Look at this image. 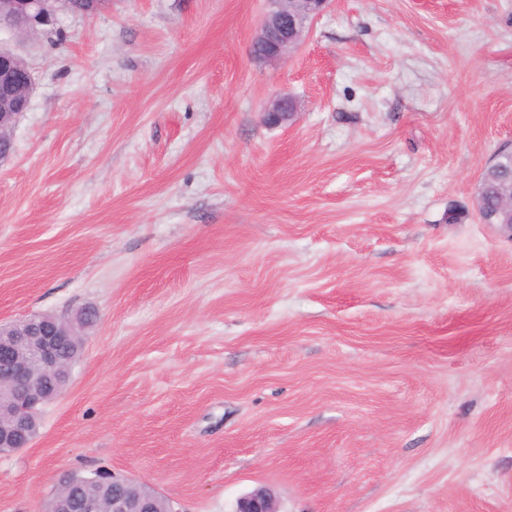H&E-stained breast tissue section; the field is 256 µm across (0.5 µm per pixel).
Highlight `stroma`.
Wrapping results in <instances>:
<instances>
[{"label": "stroma", "instance_id": "1", "mask_svg": "<svg viewBox=\"0 0 512 512\" xmlns=\"http://www.w3.org/2000/svg\"><path fill=\"white\" fill-rule=\"evenodd\" d=\"M264 0H106L15 38L0 321L97 313L0 512L106 470L180 512H512V0H333L284 59ZM288 96L293 124L264 108ZM458 219L449 222V210ZM297 115V104L290 97H280L263 110V120L268 126H281L291 123ZM503 153H512V143H504L500 145L489 160L484 164L487 165L497 155ZM484 166L482 168H484ZM512 177V160L510 158H500L495 164L486 166L480 173L479 187H480V214L486 216L493 211L496 205L497 191L502 187L507 186L510 190L511 183L504 182V179ZM276 497L268 487H258L237 500L235 512H276Z\"/></svg>", "mask_w": 512, "mask_h": 512}]
</instances>
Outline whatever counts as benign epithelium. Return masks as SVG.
Returning <instances> with one entry per match:
<instances>
[{
  "label": "benign epithelium",
  "instance_id": "obj_1",
  "mask_svg": "<svg viewBox=\"0 0 512 512\" xmlns=\"http://www.w3.org/2000/svg\"><path fill=\"white\" fill-rule=\"evenodd\" d=\"M260 30L250 53L253 58L276 61L297 48L309 28L297 23L300 14L308 12L317 20L328 8L330 0H267ZM102 0H71L74 15L94 14ZM59 0H0V30L19 37L51 29L57 22ZM35 77L29 65L10 47L0 45V163L12 154V135L19 117L28 110L34 91ZM297 115V104L290 97H280L263 110L264 123L281 126L291 123ZM497 215L502 227L512 238V195H501ZM21 329L11 336L0 351L9 358V371L4 384L11 389V402L0 404V448H28L36 437V409L53 401L63 391L61 380L70 378V364L61 355L60 347L69 341L65 325L44 314L19 320ZM112 479L118 491L106 504L94 498L81 502L82 512H154L151 496L133 497L120 490L126 483ZM66 483L59 480L53 492L52 512H70L71 495ZM235 512H278L276 497L268 487H258L237 500Z\"/></svg>",
  "mask_w": 512,
  "mask_h": 512
}]
</instances>
